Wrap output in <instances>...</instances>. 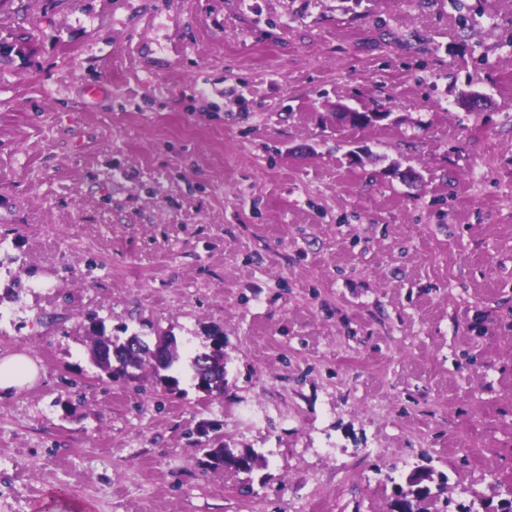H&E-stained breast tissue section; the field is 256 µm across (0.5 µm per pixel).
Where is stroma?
I'll return each instance as SVG.
<instances>
[{
  "mask_svg": "<svg viewBox=\"0 0 512 512\" xmlns=\"http://www.w3.org/2000/svg\"><path fill=\"white\" fill-rule=\"evenodd\" d=\"M22 34L0 356L40 373L0 390V512H391L427 458L512 492V0H5ZM89 312L221 331L223 396L108 379ZM206 450L204 456L206 461L204 462L208 468L212 469H224L230 468L237 472H251L255 467L259 465V456L252 450H244L235 453L232 449L227 446H221L220 448H202ZM241 463L245 464V468L241 469Z\"/></svg>",
  "mask_w": 512,
  "mask_h": 512,
  "instance_id": "stroma-1",
  "label": "stroma"
}]
</instances>
